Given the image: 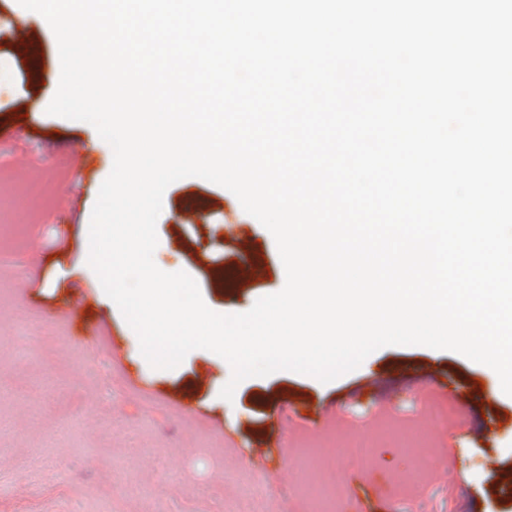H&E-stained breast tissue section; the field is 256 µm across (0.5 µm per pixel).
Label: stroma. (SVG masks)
Here are the masks:
<instances>
[{
	"instance_id": "obj_1",
	"label": "stroma",
	"mask_w": 512,
	"mask_h": 512,
	"mask_svg": "<svg viewBox=\"0 0 512 512\" xmlns=\"http://www.w3.org/2000/svg\"><path fill=\"white\" fill-rule=\"evenodd\" d=\"M21 29L41 32L40 65L16 54ZM58 62L45 19L0 0V72L10 79L0 95V251L10 259L0 266V512H512L499 483L512 469V397L458 353L384 347L328 384L287 371L247 379L229 403L212 352L151 368L86 263L113 155L90 124L47 115ZM73 141L87 146L84 163L69 156ZM157 235V266L189 273L215 312H246L285 284L272 235L201 178L167 188ZM247 242L259 268L213 287L212 267L234 273ZM82 292L79 321L105 328L93 344L54 316ZM426 373L436 385L421 383ZM479 380L471 414L458 398ZM364 434L379 443L371 465L336 453ZM407 434L414 447H403ZM445 469L453 481H442Z\"/></svg>"
}]
</instances>
